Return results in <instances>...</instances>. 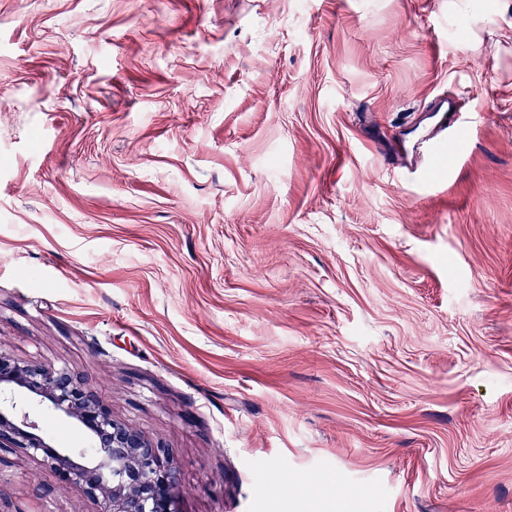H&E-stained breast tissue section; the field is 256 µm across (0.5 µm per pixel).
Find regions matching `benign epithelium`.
Returning a JSON list of instances; mask_svg holds the SVG:
<instances>
[{"label": "benign epithelium", "instance_id": "benign-epithelium-1", "mask_svg": "<svg viewBox=\"0 0 512 512\" xmlns=\"http://www.w3.org/2000/svg\"><path fill=\"white\" fill-rule=\"evenodd\" d=\"M18 395L74 423L90 437L92 455L77 462L56 447L21 410ZM0 447L41 458L62 482L81 487L97 512H173L180 473L171 450L114 419L95 388L67 368L20 363L0 351Z\"/></svg>", "mask_w": 512, "mask_h": 512}]
</instances>
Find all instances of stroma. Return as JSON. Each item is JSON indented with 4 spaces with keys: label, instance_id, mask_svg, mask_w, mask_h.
Returning a JSON list of instances; mask_svg holds the SVG:
<instances>
[{
    "label": "stroma",
    "instance_id": "obj_1",
    "mask_svg": "<svg viewBox=\"0 0 512 512\" xmlns=\"http://www.w3.org/2000/svg\"><path fill=\"white\" fill-rule=\"evenodd\" d=\"M511 21L0 0V348L162 439L174 512H512ZM440 94L482 118L425 176ZM95 509L0 448V512Z\"/></svg>",
    "mask_w": 512,
    "mask_h": 512
}]
</instances>
